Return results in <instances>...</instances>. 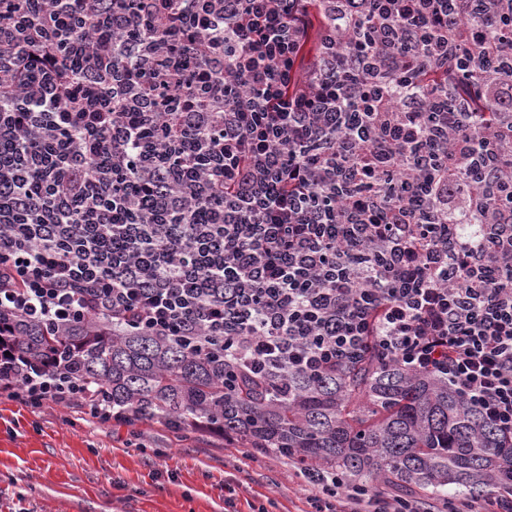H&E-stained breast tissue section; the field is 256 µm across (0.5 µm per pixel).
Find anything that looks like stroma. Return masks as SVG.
Returning <instances> with one entry per match:
<instances>
[{
  "mask_svg": "<svg viewBox=\"0 0 512 512\" xmlns=\"http://www.w3.org/2000/svg\"><path fill=\"white\" fill-rule=\"evenodd\" d=\"M306 512L290 462L217 437L97 424L80 410L0 395V512Z\"/></svg>",
  "mask_w": 512,
  "mask_h": 512,
  "instance_id": "stroma-1",
  "label": "stroma"
}]
</instances>
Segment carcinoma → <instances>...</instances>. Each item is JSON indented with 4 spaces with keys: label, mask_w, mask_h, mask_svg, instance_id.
<instances>
[{
    "label": "carcinoma",
    "mask_w": 512,
    "mask_h": 512,
    "mask_svg": "<svg viewBox=\"0 0 512 512\" xmlns=\"http://www.w3.org/2000/svg\"><path fill=\"white\" fill-rule=\"evenodd\" d=\"M325 20L313 5L306 54ZM501 151L512 160V114ZM154 247L179 255L188 226L175 220ZM0 338L29 364L98 392L136 422L161 420L178 431L229 438L243 448L299 461L334 475L358 494L382 484L444 500L502 495L512 445L448 381L415 372L370 349L321 376L283 364L262 380L224 348L197 351L183 341L121 331L107 318L64 325L14 316Z\"/></svg>",
    "instance_id": "obj_1"
}]
</instances>
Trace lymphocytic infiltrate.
Masks as SVG:
<instances>
[{"instance_id": "lymphocytic-infiltrate-1", "label": "lymphocytic infiltrate", "mask_w": 512, "mask_h": 512, "mask_svg": "<svg viewBox=\"0 0 512 512\" xmlns=\"http://www.w3.org/2000/svg\"><path fill=\"white\" fill-rule=\"evenodd\" d=\"M299 2L10 0L0 136L19 152L0 170V314L107 315L312 374L358 359L372 336L512 441V166L497 121L470 135L477 100L512 112V0L497 4L506 49L493 58L482 32L457 38L466 0H320L330 22L305 79ZM39 42L54 54L34 57ZM72 68L98 111L82 98L61 111L58 75ZM472 72L486 81L461 86ZM145 132L152 146L134 151ZM452 158L470 179L449 178ZM462 212L483 218L474 237ZM25 213L22 248L10 228ZM172 215L193 234L166 264L143 243ZM87 222L119 223L124 250L76 242L71 225ZM0 383L35 407L78 392L1 348ZM296 474L311 512H339L335 477Z\"/></svg>"}]
</instances>
